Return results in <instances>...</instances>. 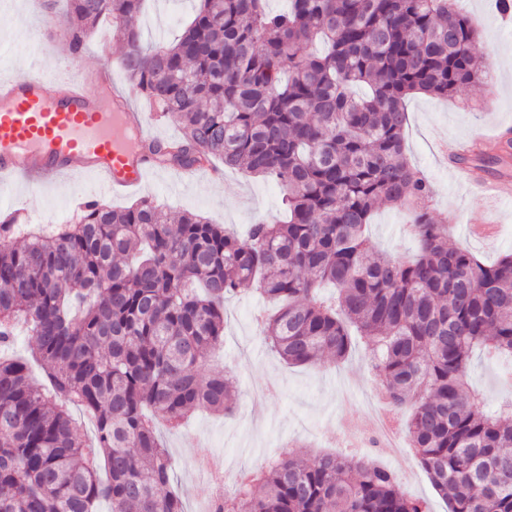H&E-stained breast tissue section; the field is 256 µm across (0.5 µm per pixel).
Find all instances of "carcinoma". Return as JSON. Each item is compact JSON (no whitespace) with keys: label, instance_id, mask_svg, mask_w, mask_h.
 <instances>
[{"label":"carcinoma","instance_id":"cac0c4a2","mask_svg":"<svg viewBox=\"0 0 512 512\" xmlns=\"http://www.w3.org/2000/svg\"><path fill=\"white\" fill-rule=\"evenodd\" d=\"M143 0H67L78 49L112 19L124 69L181 137L143 145L181 169L215 160L283 190L286 220L238 236L148 198L92 201L56 231L0 220V348L28 327L29 361L0 354V512H186L157 420L232 411L230 376L199 373L224 342V300L253 286L258 317L292 365L346 358L355 328L388 402L411 409L409 446L448 512H512V401L493 414L470 390V356H512V252L481 261L431 214L430 185L404 154L405 100L451 97L482 78L477 31L453 0H198L182 35L146 48L127 26ZM406 207L411 259L374 255L364 228ZM324 283L338 289L323 298ZM93 415L82 440L71 409ZM210 512H429L367 458L303 462L281 450Z\"/></svg>","mask_w":512,"mask_h":512}]
</instances>
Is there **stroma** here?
I'll return each mask as SVG.
<instances>
[{
	"label": "stroma",
	"mask_w": 512,
	"mask_h": 512,
	"mask_svg": "<svg viewBox=\"0 0 512 512\" xmlns=\"http://www.w3.org/2000/svg\"><path fill=\"white\" fill-rule=\"evenodd\" d=\"M32 2L0 0V78L31 62L38 47L65 62L75 56L85 66L109 68L118 88L130 87L127 72L118 64L121 48L111 23L101 24L76 52L69 40L58 38L55 28H43L39 36H32L37 23ZM458 4L479 31L477 52L486 78L448 99L426 94L408 97L404 147L407 159L433 187L432 213L448 217L454 241L491 263L512 251V199L498 201L471 193L461 177L462 165L448 161L441 144L447 140L476 145L483 157L480 172L491 180L512 182V163L500 159L501 136L512 131V71L500 63L503 50L512 48V20L497 12L493 0H458ZM194 10L193 0H147L134 25L144 42L166 44L180 34ZM94 184L85 176L37 185L22 179L0 181V212L26 205L33 224L49 233L70 222L79 195ZM141 194L168 211L199 212L239 232L258 219L273 221L280 216V188L234 170L225 171L220 180L207 176L186 180L176 169L160 167L149 174ZM405 220L392 207L375 212L366 231L371 250L384 257H412L417 243L405 233ZM488 222L494 227L490 235L474 234V227ZM263 308L261 297L251 289L228 298L224 344L203 365L207 374L217 369L234 374L233 413L218 416L199 411L181 433L162 435L172 455L171 488L183 498L188 512H199L214 492L198 471L197 459L218 455L238 467L258 463L288 444L296 445L309 460L325 452L344 456L349 427L364 417V398L373 389L366 345L354 341L348 357L337 364L288 365L261 335L256 315ZM511 369L510 359L472 355L468 384L482 395L486 411H496L512 399V385L504 380ZM376 459L394 472L402 493L427 500L431 512H448L446 501L408 446L396 452L380 449Z\"/></svg>",
	"instance_id": "stroma-1"
}]
</instances>
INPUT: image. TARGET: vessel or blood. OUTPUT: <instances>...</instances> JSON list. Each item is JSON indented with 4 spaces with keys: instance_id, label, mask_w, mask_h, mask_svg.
<instances>
[{
    "instance_id": "obj_1",
    "label": "vessel or blood",
    "mask_w": 512,
    "mask_h": 512,
    "mask_svg": "<svg viewBox=\"0 0 512 512\" xmlns=\"http://www.w3.org/2000/svg\"><path fill=\"white\" fill-rule=\"evenodd\" d=\"M97 93H89L88 85ZM148 108L132 107L112 73L78 67L62 78L54 56L0 80V178L50 179L93 173L121 196L137 189L150 165L134 149L145 138Z\"/></svg>"
}]
</instances>
